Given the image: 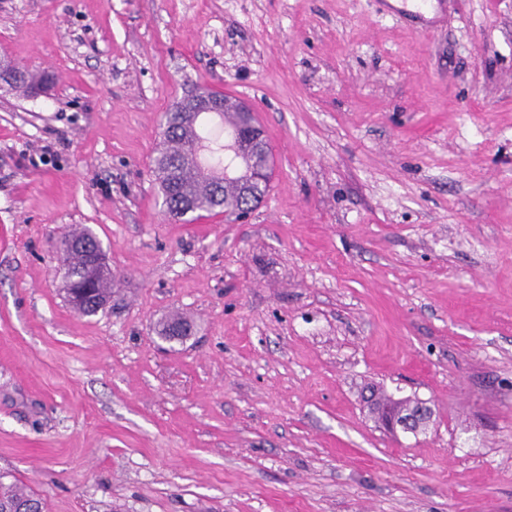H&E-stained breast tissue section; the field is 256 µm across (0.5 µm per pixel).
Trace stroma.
I'll return each mask as SVG.
<instances>
[{
    "label": "stroma",
    "instance_id": "stroma-1",
    "mask_svg": "<svg viewBox=\"0 0 512 512\" xmlns=\"http://www.w3.org/2000/svg\"><path fill=\"white\" fill-rule=\"evenodd\" d=\"M1 58L54 84L0 88V475L46 512H512V0H0ZM198 86L272 148L247 222L162 206L160 118ZM75 246L81 247V245H75V243L71 242L69 245L62 248L61 243L59 241L57 250H58L59 257H60L59 273L61 274L62 281H67L69 279V270L67 267V263L64 261V259L66 257L67 249L68 250L72 249ZM85 259H86V254L84 251H73V252H70L66 257V261H68L69 265L74 270L80 269L84 265ZM425 406L427 405L419 404L416 407H410L402 411L394 409L392 413L388 414L386 420L380 421L384 428L392 434L425 431L430 423Z\"/></svg>",
    "mask_w": 512,
    "mask_h": 512
}]
</instances>
